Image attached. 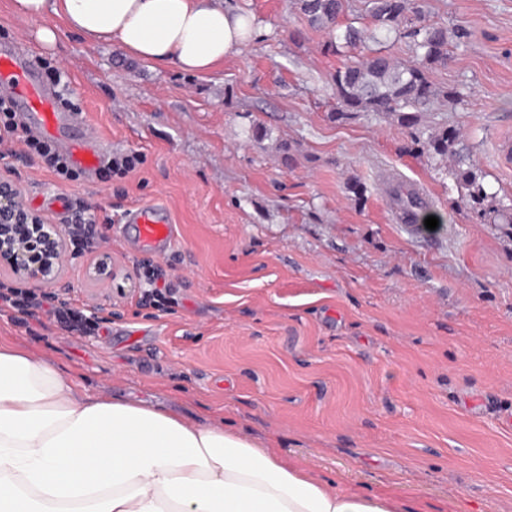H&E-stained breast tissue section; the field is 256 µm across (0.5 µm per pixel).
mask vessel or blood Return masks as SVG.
Returning a JSON list of instances; mask_svg holds the SVG:
<instances>
[{
	"label": "vessel or blood",
	"mask_w": 512,
	"mask_h": 512,
	"mask_svg": "<svg viewBox=\"0 0 512 512\" xmlns=\"http://www.w3.org/2000/svg\"><path fill=\"white\" fill-rule=\"evenodd\" d=\"M0 94L15 111L25 114L36 133L67 153L74 165L86 171L100 167L106 144L62 111L53 88L39 77L24 51L0 46ZM159 211L156 204L135 205L125 211L123 221L133 227L142 250L162 256L177 233L175 225L159 218Z\"/></svg>",
	"instance_id": "1"
}]
</instances>
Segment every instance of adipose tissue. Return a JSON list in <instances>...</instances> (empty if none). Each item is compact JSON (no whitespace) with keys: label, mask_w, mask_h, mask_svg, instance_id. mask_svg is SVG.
<instances>
[{"label":"adipose tissue","mask_w":512,"mask_h":512,"mask_svg":"<svg viewBox=\"0 0 512 512\" xmlns=\"http://www.w3.org/2000/svg\"><path fill=\"white\" fill-rule=\"evenodd\" d=\"M136 61L202 74L257 36L221 0H9ZM0 512H396L231 432L124 399L79 396L51 362L0 345Z\"/></svg>","instance_id":"1"}]
</instances>
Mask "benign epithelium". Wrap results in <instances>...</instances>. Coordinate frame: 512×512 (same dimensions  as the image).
<instances>
[{
  "label": "benign epithelium",
  "instance_id": "benign-epithelium-1",
  "mask_svg": "<svg viewBox=\"0 0 512 512\" xmlns=\"http://www.w3.org/2000/svg\"><path fill=\"white\" fill-rule=\"evenodd\" d=\"M68 258L61 224H40L21 200L19 187L0 181V266L34 288H48L59 279ZM92 279L112 275V257L102 255L88 270Z\"/></svg>",
  "mask_w": 512,
  "mask_h": 512
}]
</instances>
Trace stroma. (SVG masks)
<instances>
[{"label":"stroma","instance_id":"stroma-1","mask_svg":"<svg viewBox=\"0 0 512 512\" xmlns=\"http://www.w3.org/2000/svg\"><path fill=\"white\" fill-rule=\"evenodd\" d=\"M259 35L204 74L148 66L0 0V45L59 68L60 97L115 155L123 178L59 179L0 160L26 205L67 194L122 215L158 203L178 228L159 262L178 288L139 314L148 252L110 232L112 276L69 258L56 289L110 321L99 335H27L0 315V344L55 363L81 393L183 414L275 449L396 512H512V224L465 207L452 169L396 118L334 113L348 62L296 0H223ZM447 26L440 101L418 126L462 134L494 206L512 208V0H424ZM423 191L436 229L401 221L385 179ZM359 183L361 196L349 186Z\"/></svg>","mask_w":512,"mask_h":512}]
</instances>
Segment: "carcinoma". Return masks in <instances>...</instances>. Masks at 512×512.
<instances>
[{
  "instance_id": "1",
  "label": "carcinoma",
  "mask_w": 512,
  "mask_h": 512,
  "mask_svg": "<svg viewBox=\"0 0 512 512\" xmlns=\"http://www.w3.org/2000/svg\"><path fill=\"white\" fill-rule=\"evenodd\" d=\"M297 4L312 27L332 33L331 46L335 49L365 45L363 31L351 25L339 31V19L346 12L348 0H297ZM364 6L374 31L408 43L419 62L404 67L387 54L366 49L364 55L337 69L333 76L336 116L342 119L355 112L394 115L409 130L413 143L441 158H461L456 149L460 134L445 128L426 136L417 128L418 114L434 101L460 97L459 91L439 86L429 76L430 71L448 66V27L427 22L420 0H365ZM456 176L465 190L463 203L492 214L490 223H497L499 211L485 208V202L495 199V194L487 192L474 168L460 166ZM394 201L408 224H417L430 214L428 205L422 204L419 194L413 191L397 189Z\"/></svg>"
}]
</instances>
